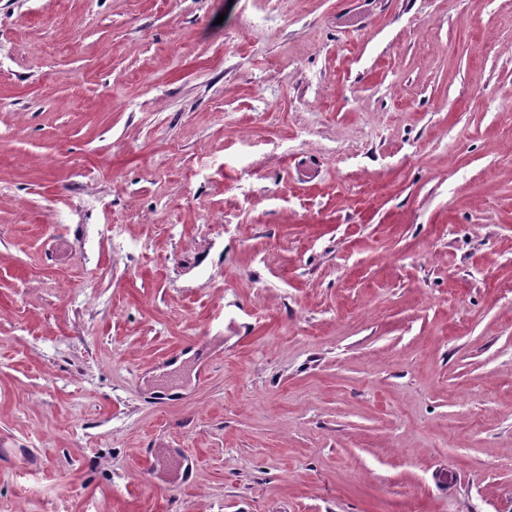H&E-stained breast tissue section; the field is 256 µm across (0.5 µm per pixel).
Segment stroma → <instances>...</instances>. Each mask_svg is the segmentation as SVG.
<instances>
[{
    "label": "stroma",
    "mask_w": 512,
    "mask_h": 512,
    "mask_svg": "<svg viewBox=\"0 0 512 512\" xmlns=\"http://www.w3.org/2000/svg\"><path fill=\"white\" fill-rule=\"evenodd\" d=\"M0 512H512V0H0Z\"/></svg>",
    "instance_id": "obj_1"
}]
</instances>
